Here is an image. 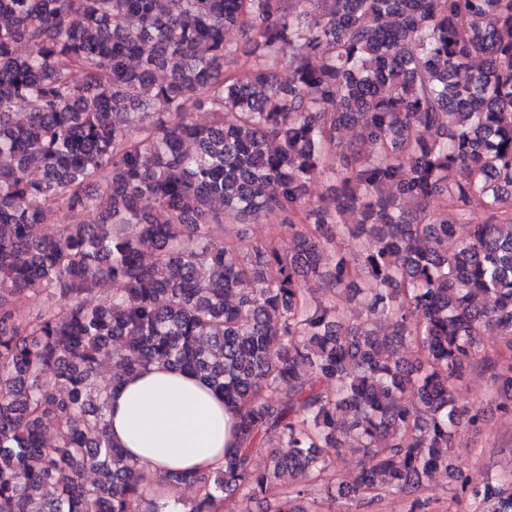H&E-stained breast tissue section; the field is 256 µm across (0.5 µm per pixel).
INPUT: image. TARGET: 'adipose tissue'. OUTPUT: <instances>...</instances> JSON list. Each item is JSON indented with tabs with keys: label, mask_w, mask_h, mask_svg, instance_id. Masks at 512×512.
<instances>
[{
	"label": "adipose tissue",
	"mask_w": 512,
	"mask_h": 512,
	"mask_svg": "<svg viewBox=\"0 0 512 512\" xmlns=\"http://www.w3.org/2000/svg\"><path fill=\"white\" fill-rule=\"evenodd\" d=\"M108 429L170 508L177 491L163 483L165 473L217 470L236 444L222 397L204 381L158 364L111 390Z\"/></svg>",
	"instance_id": "obj_1"
}]
</instances>
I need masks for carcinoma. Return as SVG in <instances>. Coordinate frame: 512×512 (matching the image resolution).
Returning a JSON list of instances; mask_svg holds the SVG:
<instances>
[{"instance_id":"obj_1","label":"carcinoma","mask_w":512,"mask_h":512,"mask_svg":"<svg viewBox=\"0 0 512 512\" xmlns=\"http://www.w3.org/2000/svg\"><path fill=\"white\" fill-rule=\"evenodd\" d=\"M306 2L0 0V512H162L109 439L104 361L114 386L189 371L237 410L224 467L165 478L196 490L185 512L226 497L250 512L284 484L276 512H308L294 501L329 473L341 424L366 457L341 498L423 512L426 482L451 470L512 512V474L477 484L453 465L461 425H483L454 396L468 372L512 414V358L484 346L512 351V0H319L305 21ZM245 16L239 74L225 34ZM349 125L368 157L337 138ZM320 167L332 207L309 203ZM473 207L488 222L460 240ZM228 208L279 215L288 252L223 240ZM353 209L371 223H346ZM74 210L90 220L65 223ZM310 277L328 301L306 299ZM101 285L111 301L87 305ZM35 288L47 301L29 314Z\"/></svg>"}]
</instances>
